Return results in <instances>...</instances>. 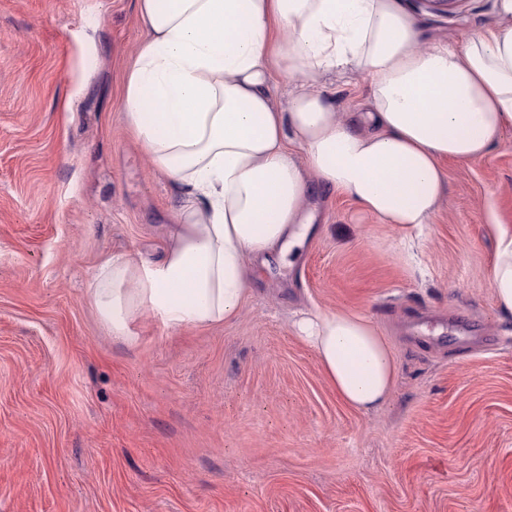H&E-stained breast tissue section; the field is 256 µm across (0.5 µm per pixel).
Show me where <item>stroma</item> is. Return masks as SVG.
<instances>
[{
    "instance_id": "35a3bbf8",
    "label": "stroma",
    "mask_w": 512,
    "mask_h": 512,
    "mask_svg": "<svg viewBox=\"0 0 512 512\" xmlns=\"http://www.w3.org/2000/svg\"><path fill=\"white\" fill-rule=\"evenodd\" d=\"M430 42L495 21L404 0ZM146 30L134 0H0V512H512V314L488 283L512 227V130L445 165L421 235L315 199L293 264L239 317L112 339L86 296L99 260L158 258L179 190L122 112ZM370 318L397 363L378 409L345 405L291 330Z\"/></svg>"
}]
</instances>
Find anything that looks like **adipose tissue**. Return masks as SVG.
Segmentation results:
<instances>
[{"mask_svg":"<svg viewBox=\"0 0 512 512\" xmlns=\"http://www.w3.org/2000/svg\"><path fill=\"white\" fill-rule=\"evenodd\" d=\"M135 7L148 35L124 72L122 110L179 203L158 260L108 254L90 277L89 300L129 345L140 314L174 330L236 318L262 266L303 246L313 192L345 194L402 236L423 229L444 197L442 161L479 159L512 127V0H495V23L456 45L423 43L401 0ZM349 73L368 94L339 112L321 83ZM489 286L512 314V231L499 234ZM292 329L344 403L369 410L390 396L395 358L371 320L313 311Z\"/></svg>","mask_w":512,"mask_h":512,"instance_id":"1","label":"adipose tissue"}]
</instances>
